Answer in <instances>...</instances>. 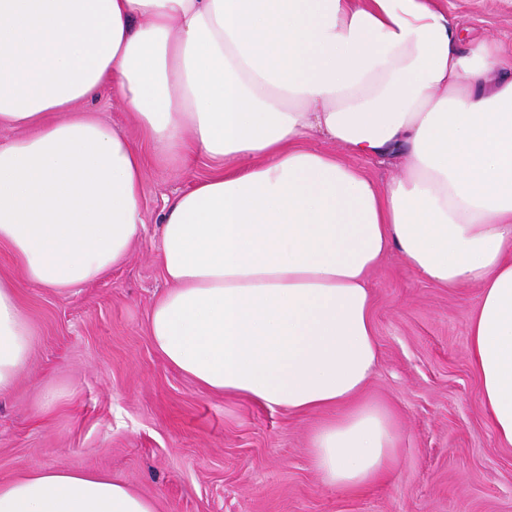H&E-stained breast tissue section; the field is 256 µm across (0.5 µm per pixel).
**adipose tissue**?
Listing matches in <instances>:
<instances>
[{"label":"adipose tissue","mask_w":512,"mask_h":512,"mask_svg":"<svg viewBox=\"0 0 512 512\" xmlns=\"http://www.w3.org/2000/svg\"><path fill=\"white\" fill-rule=\"evenodd\" d=\"M111 89L138 140L81 111ZM0 245L58 291L127 258L148 158H206L168 199L156 350L204 389L321 412L324 480L362 486L395 435L357 403L378 355L370 273L474 285L468 353L485 418L512 446V55L465 39L437 0H0ZM334 151L311 148L312 140ZM388 158L372 181L345 154ZM33 330L0 277V395ZM0 512H156L110 475L26 470Z\"/></svg>","instance_id":"1"}]
</instances>
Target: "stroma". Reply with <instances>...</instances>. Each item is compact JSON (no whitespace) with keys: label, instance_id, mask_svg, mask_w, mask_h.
<instances>
[{"label":"stroma","instance_id":"35a3bbf8","mask_svg":"<svg viewBox=\"0 0 512 512\" xmlns=\"http://www.w3.org/2000/svg\"><path fill=\"white\" fill-rule=\"evenodd\" d=\"M473 37L512 53V0H442ZM149 161L144 229L123 266L56 292L19 280L34 332L28 366L0 396V484L62 466L111 475L157 512H512V446L486 423L467 356L475 287L420 279L398 252L371 273L377 367L359 397L395 426L394 463L347 489L325 483L309 439L321 414L294 415L199 387L155 351L147 317L168 288L160 272L167 198L207 174Z\"/></svg>","mask_w":512,"mask_h":512}]
</instances>
